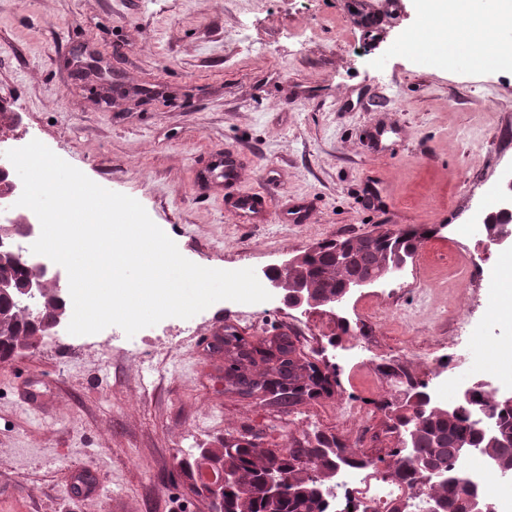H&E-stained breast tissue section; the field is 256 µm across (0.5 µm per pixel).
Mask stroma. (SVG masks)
<instances>
[{
    "label": "stroma",
    "instance_id": "1",
    "mask_svg": "<svg viewBox=\"0 0 512 512\" xmlns=\"http://www.w3.org/2000/svg\"><path fill=\"white\" fill-rule=\"evenodd\" d=\"M402 2L371 41L360 7L379 12L383 0H0V104L95 183L136 198L188 260L259 271L382 225L432 231L400 276L355 293L338 318L219 301L131 337L62 325L0 361V512H209L180 462L230 435L282 449L321 432L389 459L403 392L377 377L380 363L430 385L433 356L476 359L512 339L492 294L448 272L463 244L475 270L495 269L512 290V268L477 247L472 224L512 167V73L416 64L400 46L425 6ZM382 125L394 133L378 155L366 134ZM220 146L242 158L236 192L269 189L264 219L227 210V190L199 181ZM371 187L386 207L365 203ZM299 202L309 219L290 223ZM465 312L470 336L458 332ZM219 322L334 359L331 393L288 406L229 391ZM27 388L44 416L22 407ZM353 400L363 421L343 412ZM82 478L95 493L79 495Z\"/></svg>",
    "mask_w": 512,
    "mask_h": 512
}]
</instances>
